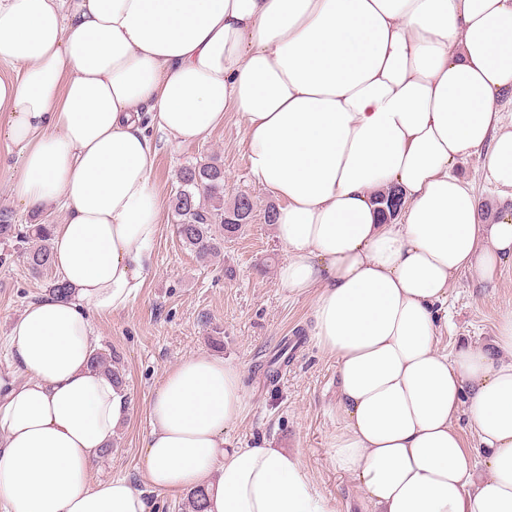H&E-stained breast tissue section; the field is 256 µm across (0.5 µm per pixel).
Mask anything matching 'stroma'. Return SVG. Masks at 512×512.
Segmentation results:
<instances>
[{
  "mask_svg": "<svg viewBox=\"0 0 512 512\" xmlns=\"http://www.w3.org/2000/svg\"><path fill=\"white\" fill-rule=\"evenodd\" d=\"M243 139L239 118L230 112L206 141L164 148L153 161L151 180L163 209L146 286L127 309L93 318L99 348L115 352L123 363L130 413L114 434L111 453L93 464L92 475L123 476L142 485L153 393L165 371L189 355L208 353L243 372V411L224 433L231 445L288 450L301 459L313 489L333 512H365L354 481L330 459L338 429L337 366L309 332L316 294H291L277 281L285 250L274 226L264 221L274 199L251 179ZM207 159L224 167L225 201L249 194L254 211L249 224L225 241L223 258L204 263L180 243L169 203L180 167ZM228 267L233 276H225ZM55 274L50 268L32 276L19 250L0 244L1 372L12 368L6 336L13 319L45 292ZM507 309H512L511 262L490 282L460 274L448 291V322L436 332L437 348L450 353L490 343ZM288 338L297 341L293 357L277 378H269V361Z\"/></svg>",
  "mask_w": 512,
  "mask_h": 512,
  "instance_id": "obj_1",
  "label": "stroma"
}]
</instances>
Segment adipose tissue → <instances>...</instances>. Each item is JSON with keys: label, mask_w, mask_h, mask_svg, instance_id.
<instances>
[{"label": "adipose tissue", "mask_w": 512, "mask_h": 512, "mask_svg": "<svg viewBox=\"0 0 512 512\" xmlns=\"http://www.w3.org/2000/svg\"><path fill=\"white\" fill-rule=\"evenodd\" d=\"M512 0H0V138L18 207L62 213L66 295L13 322L0 375V501L10 512H148L96 479L129 414L91 364V314L144 288L161 147L240 117L255 181L279 202L277 279L315 290L316 344L336 359L334 466L370 512H512V309L485 347L435 349L448 288L512 262V211L479 221L461 176L478 156L512 198ZM404 206L382 222L377 191ZM243 373L209 354L167 370L148 408L147 488H203L205 512H331L298 456L231 447ZM485 448L487 475L457 425Z\"/></svg>", "instance_id": "adipose-tissue-1"}]
</instances>
